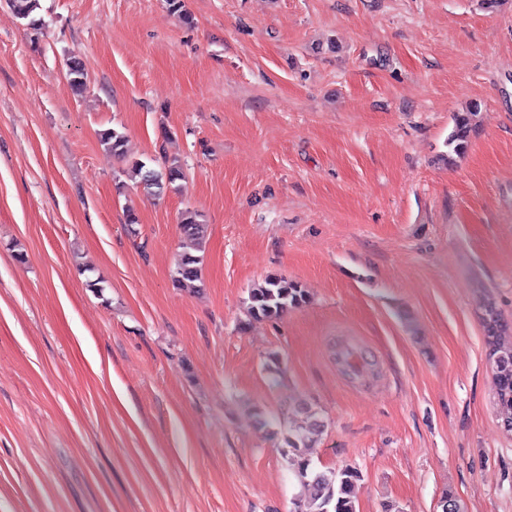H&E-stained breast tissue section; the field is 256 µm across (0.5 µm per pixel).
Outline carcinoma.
Masks as SVG:
<instances>
[{"label":"carcinoma","instance_id":"1","mask_svg":"<svg viewBox=\"0 0 512 512\" xmlns=\"http://www.w3.org/2000/svg\"><path fill=\"white\" fill-rule=\"evenodd\" d=\"M17 15L28 21L30 28L37 30L41 19L35 16L39 9V0H8ZM68 78L71 88L81 93L86 87L85 68L76 56L68 61ZM480 112V104L472 102L463 112L454 115V127L448 137L449 154L461 155L467 148L471 133L476 130V117ZM101 146L112 156H125L126 137L115 128H107L99 133ZM156 160H136L132 162V173L140 178L143 189L154 196L174 189L177 181L184 176V168L176 157H166L154 167ZM179 231L184 239L194 247L195 253L183 252L175 261L174 282L180 286L201 279L204 251V236L198 214L192 210L181 213ZM306 291L298 284L282 277H270L264 284L252 289L249 295V314L256 320L278 319L306 303ZM502 324H497V331L486 342L491 348L490 358L495 369L498 388L496 404L512 411V352H503L499 348V336ZM308 423L304 426L289 427L286 441V455L290 456L295 477L304 488V495L295 502L293 512H356L353 491L360 480L357 468L346 466L340 469L318 471L304 457L305 448L313 438L319 435L323 422L317 414L305 409Z\"/></svg>","mask_w":512,"mask_h":512}]
</instances>
